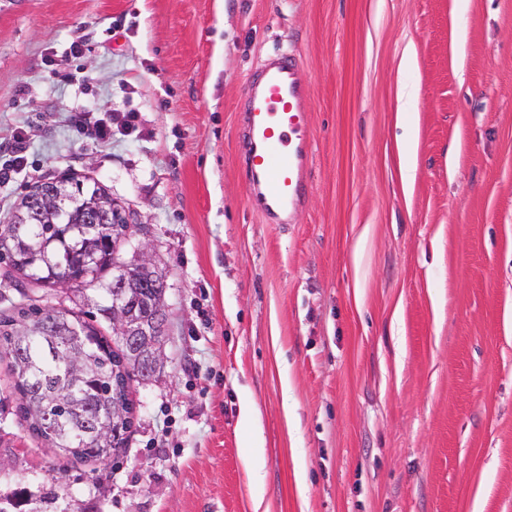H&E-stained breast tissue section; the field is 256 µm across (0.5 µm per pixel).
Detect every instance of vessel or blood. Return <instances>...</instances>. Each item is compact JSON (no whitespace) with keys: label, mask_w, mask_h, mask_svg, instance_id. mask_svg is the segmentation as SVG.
<instances>
[{"label":"vessel or blood","mask_w":512,"mask_h":512,"mask_svg":"<svg viewBox=\"0 0 512 512\" xmlns=\"http://www.w3.org/2000/svg\"><path fill=\"white\" fill-rule=\"evenodd\" d=\"M251 114L246 174L249 204L272 224L290 223L309 187L310 89L293 53L267 57L246 90Z\"/></svg>","instance_id":"b4317fda"}]
</instances>
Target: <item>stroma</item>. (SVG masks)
Wrapping results in <instances>:
<instances>
[{
  "label": "stroma",
  "mask_w": 512,
  "mask_h": 512,
  "mask_svg": "<svg viewBox=\"0 0 512 512\" xmlns=\"http://www.w3.org/2000/svg\"><path fill=\"white\" fill-rule=\"evenodd\" d=\"M454 4L0 0V153L27 146L0 224L34 183L104 185L131 220L119 260L147 251L167 282L164 367L130 382L126 448L65 462L73 500L512 512V0ZM288 49L310 188L270 224L248 203L245 87ZM78 111L136 128L99 144ZM13 382L0 354L5 493L54 463Z\"/></svg>",
  "instance_id": "35a3bbf8"
}]
</instances>
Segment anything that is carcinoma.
<instances>
[{"mask_svg": "<svg viewBox=\"0 0 512 512\" xmlns=\"http://www.w3.org/2000/svg\"><path fill=\"white\" fill-rule=\"evenodd\" d=\"M78 203L68 222L50 215L56 200H21L11 222L0 224V262L31 282L83 290L97 285V314L106 321L129 316L163 342L167 316L165 277L115 257L127 225L118 204L101 215L91 202L106 189L75 183ZM137 338L112 349L92 323L73 311L20 303L0 312V352L11 358L20 415L37 437L64 459L106 460L126 447L132 428L131 373L153 377L152 363L137 354ZM0 512H91L67 500L57 477L33 493L0 494Z\"/></svg>", "mask_w": 512, "mask_h": 512, "instance_id": "1", "label": "carcinoma"}]
</instances>
